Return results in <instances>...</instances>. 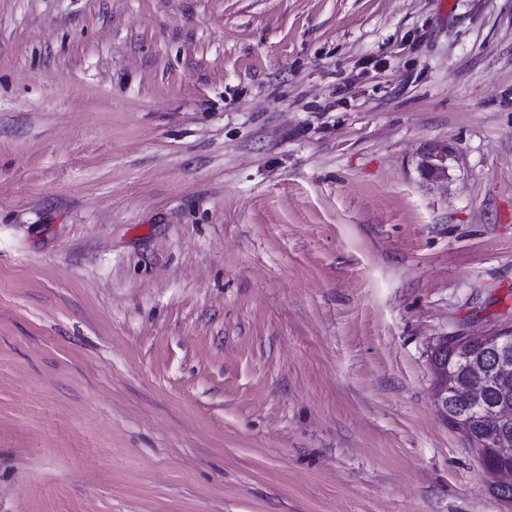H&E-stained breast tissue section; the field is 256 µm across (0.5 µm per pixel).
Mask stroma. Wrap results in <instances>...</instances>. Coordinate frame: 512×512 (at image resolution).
I'll list each match as a JSON object with an SVG mask.
<instances>
[{
	"mask_svg": "<svg viewBox=\"0 0 512 512\" xmlns=\"http://www.w3.org/2000/svg\"><path fill=\"white\" fill-rule=\"evenodd\" d=\"M501 328L512 0H0V512H507ZM448 151L431 150L423 156L421 171L430 180H441L447 174ZM480 341L484 350L481 360L471 365L473 378L457 387V391L479 406V412L497 423L499 430L488 441L474 445L481 465L493 481L491 489L503 501L512 503V330L473 336L465 331L437 336L430 348V368L434 383L432 399L439 415L454 430L468 438L471 411L458 410L448 414V383L453 380L454 370L449 366L459 361L458 353L450 349L464 350L473 341ZM492 389L500 391L493 403H485V395Z\"/></svg>",
	"mask_w": 512,
	"mask_h": 512,
	"instance_id": "obj_1",
	"label": "stroma"
}]
</instances>
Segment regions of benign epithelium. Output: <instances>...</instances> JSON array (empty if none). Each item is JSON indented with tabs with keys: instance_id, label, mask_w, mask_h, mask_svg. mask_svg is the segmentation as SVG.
<instances>
[{
	"instance_id": "benign-epithelium-1",
	"label": "benign epithelium",
	"mask_w": 512,
	"mask_h": 512,
	"mask_svg": "<svg viewBox=\"0 0 512 512\" xmlns=\"http://www.w3.org/2000/svg\"><path fill=\"white\" fill-rule=\"evenodd\" d=\"M448 151L431 150L423 156L421 171L430 180H441L447 174ZM484 350L482 359L471 365L473 378L457 387V391L479 406V412L497 423L499 430L488 441L475 445L481 465L492 477L491 489L503 501L512 503V330L477 337L465 331L437 336L430 348V368L434 383L432 399L439 415L450 420L454 430L468 435L471 411L459 410L448 414V383L454 370L448 364V350H464L473 341ZM492 389L500 391L493 403L484 402Z\"/></svg>"
}]
</instances>
